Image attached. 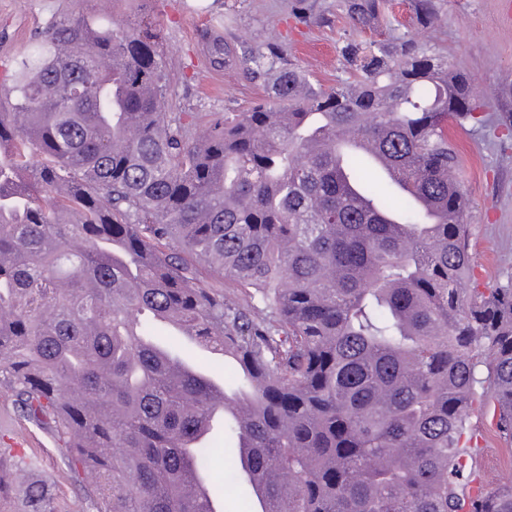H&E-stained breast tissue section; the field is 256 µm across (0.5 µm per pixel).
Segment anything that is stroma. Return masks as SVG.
<instances>
[{
    "label": "stroma",
    "mask_w": 512,
    "mask_h": 512,
    "mask_svg": "<svg viewBox=\"0 0 512 512\" xmlns=\"http://www.w3.org/2000/svg\"><path fill=\"white\" fill-rule=\"evenodd\" d=\"M294 0H0V89L11 84L13 60L33 35L57 14L112 15L115 21L147 10L163 31V60L170 75L168 109L199 114L245 112L265 94L245 60L281 46L283 56L324 86L344 72L338 61L343 41L385 39L389 30L358 32L347 21L341 0H307L311 25L295 21ZM440 21L422 27L410 0H392L391 12L403 30L430 53L447 57L467 75L479 94L485 124L450 127L459 153V180L468 198L469 251L474 285L487 291L512 288V0H436ZM229 45L228 60L214 57L213 41ZM491 413L472 415L475 433H487L473 456L489 485L512 482V439L491 426ZM212 473L224 489L223 512H257L247 484H225L223 436L213 439ZM32 456L36 479L48 484L56 512H89L88 504L63 464L49 431L25 420L6 389L0 388V472L11 473L13 453Z\"/></svg>",
    "instance_id": "obj_1"
}]
</instances>
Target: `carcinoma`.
I'll return each instance as SVG.
<instances>
[{
  "instance_id": "cac0c4a2",
  "label": "carcinoma",
  "mask_w": 512,
  "mask_h": 512,
  "mask_svg": "<svg viewBox=\"0 0 512 512\" xmlns=\"http://www.w3.org/2000/svg\"><path fill=\"white\" fill-rule=\"evenodd\" d=\"M387 0H342L356 29ZM419 23L435 0H411ZM163 39L140 14H64L0 99V385L52 432L94 512H208L213 376L152 334L176 322L234 362L224 440L263 512H512L469 466V420L512 437V288L469 287L467 202L446 125H481L448 60L391 29L339 48L325 87L271 54L247 112H167ZM370 140L416 198L373 157ZM14 464L28 512H55Z\"/></svg>"
}]
</instances>
